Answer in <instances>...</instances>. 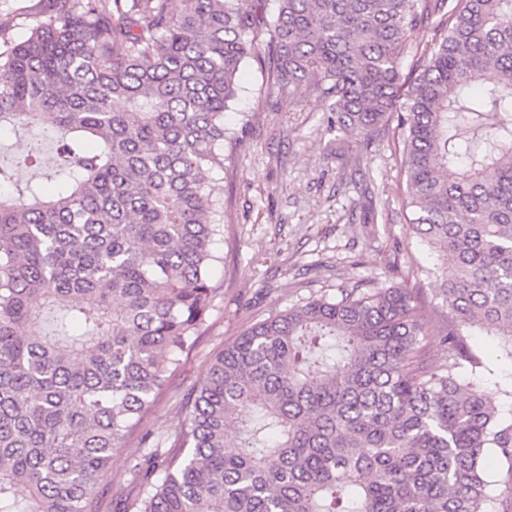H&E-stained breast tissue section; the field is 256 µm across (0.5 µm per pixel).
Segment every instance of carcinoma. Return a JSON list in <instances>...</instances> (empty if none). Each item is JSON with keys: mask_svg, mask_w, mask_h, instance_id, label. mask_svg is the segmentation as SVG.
<instances>
[{"mask_svg": "<svg viewBox=\"0 0 512 512\" xmlns=\"http://www.w3.org/2000/svg\"><path fill=\"white\" fill-rule=\"evenodd\" d=\"M278 3L269 21L248 0H54L0 42V129L32 133L0 156V512H93L195 343L224 224L211 174L235 148L224 112L265 33L269 96L309 86L347 137L402 145L400 206L441 259L453 358L428 362L405 284L259 320L213 359L162 479L146 459L137 512H495L482 463H512V418L457 370L485 367L462 326L512 359V0ZM23 167L49 188L16 185Z\"/></svg>", "mask_w": 512, "mask_h": 512, "instance_id": "obj_1", "label": "carcinoma"}]
</instances>
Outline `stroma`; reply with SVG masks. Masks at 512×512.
I'll return each mask as SVG.
<instances>
[{
    "label": "stroma",
    "mask_w": 512,
    "mask_h": 512,
    "mask_svg": "<svg viewBox=\"0 0 512 512\" xmlns=\"http://www.w3.org/2000/svg\"><path fill=\"white\" fill-rule=\"evenodd\" d=\"M51 17L48 0H0V26L15 41ZM268 47L259 43L242 68L238 95L226 123L240 143L232 168L214 174L224 196V232L216 236L212 271L217 296L196 343L180 357L177 370L150 410L112 456L96 512H129L142 491L138 463L151 447L172 450L188 397L208 376L224 346L254 322L274 316L313 296L338 289L387 288L405 281L421 286L422 314L433 334L423 341L433 366L448 363V345L438 330L448 312L429 269L438 257L399 220L404 186L400 165L388 148L366 150L356 142L337 144L328 127L330 100L305 93L285 105L264 93ZM359 157L360 170L343 176L336 149ZM467 342L483 351L488 373L458 371L512 417V361L499 337L470 329Z\"/></svg>",
    "instance_id": "1"
}]
</instances>
